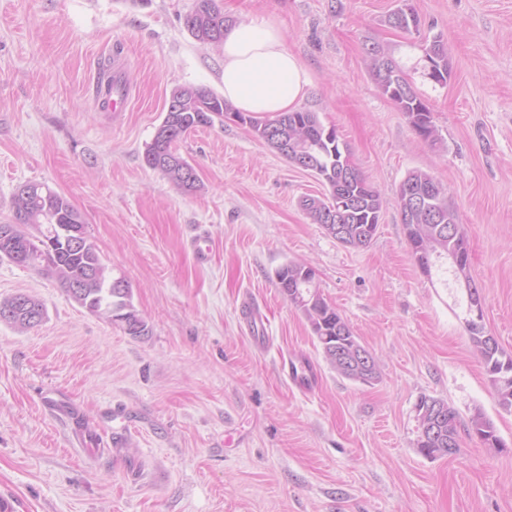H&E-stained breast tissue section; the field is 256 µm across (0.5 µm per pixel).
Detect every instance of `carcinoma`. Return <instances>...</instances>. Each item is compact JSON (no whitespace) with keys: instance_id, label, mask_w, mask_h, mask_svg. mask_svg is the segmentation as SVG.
Wrapping results in <instances>:
<instances>
[{"instance_id":"obj_1","label":"carcinoma","mask_w":512,"mask_h":512,"mask_svg":"<svg viewBox=\"0 0 512 512\" xmlns=\"http://www.w3.org/2000/svg\"><path fill=\"white\" fill-rule=\"evenodd\" d=\"M388 27L407 34H420L421 19L406 2L386 16ZM191 35L204 43L218 45L229 26L217 0H197L195 10L185 19ZM427 56L436 67L443 69V84L453 76L448 64V47L443 39L435 36L424 47ZM366 66L380 92L391 100L408 118L415 132L423 139L437 140V130L432 112L388 47L372 44L366 50ZM231 116L249 126L254 136L269 143L270 131H281L288 135V152L283 157L296 167L308 171L327 187L331 198H353L357 207L350 210L345 227L349 236L345 246L363 249L372 242L380 221L383 199L378 190L367 180L355 164H350L351 152L333 127H325L318 113L295 110L274 116L255 117L237 111L232 104L203 87L179 86L172 90L166 114L157 127L152 141L146 145L144 163L159 171L184 194L199 190L200 180L192 178L196 168L177 155L175 144L192 129L210 126L215 120ZM176 157L171 163L169 158ZM405 180L419 192L434 188L436 179L426 171L414 170ZM25 194L13 195L14 234L12 241L16 251L25 255L24 266L39 273L55 277L60 286L80 307L91 313L110 307L112 320L122 325L131 336H146L149 333L146 321L131 302V289L126 280L120 287H113L99 252L78 249L71 245L63 229L78 224L85 226L81 213L69 199L46 184L29 182ZM397 206L404 225L412 255L427 273L431 271L434 250L449 261L453 268L470 266L469 251L464 232L458 237L448 235V228L433 223L429 212L420 209L409 211L401 191H396ZM328 207L318 197L302 201V209L315 224H324L323 210ZM277 283L283 294L306 316L312 331L320 343L334 344L344 350L352 345L354 336L347 321L335 306L321 294L309 306L299 301L316 290L315 273L305 266L288 263L276 270ZM12 309L9 324L30 329L39 322L30 320L32 314L45 317L43 304L23 293L0 298V311ZM484 313H467L464 325L470 340L479 353L485 371L495 389L500 407L512 411V353L500 347L498 340L489 334L483 324ZM470 433L488 448L504 445L493 422L477 410L470 418ZM459 436L457 411L444 418L441 431L435 439H417V448L428 458H434L433 449L448 447V438Z\"/></svg>"}]
</instances>
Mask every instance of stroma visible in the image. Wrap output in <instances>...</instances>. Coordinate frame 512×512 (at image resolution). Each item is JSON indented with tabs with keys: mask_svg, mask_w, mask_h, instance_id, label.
Returning a JSON list of instances; mask_svg holds the SVG:
<instances>
[{
	"mask_svg": "<svg viewBox=\"0 0 512 512\" xmlns=\"http://www.w3.org/2000/svg\"><path fill=\"white\" fill-rule=\"evenodd\" d=\"M421 37L452 49L448 85L421 37L389 29L398 0H221L233 21H279L311 81L300 106L336 128L387 204L368 248L303 212L325 196L232 120L186 133V195L143 153L172 89L223 91L222 50L185 25L196 0H0V222L28 181L64 193L145 336L80 307L49 276L0 259V298L46 309L0 323V494L16 512H512V411L502 409L454 303L425 275L395 192L416 169L448 189L483 296L486 331L512 351V0H410ZM389 44L429 105L436 145L381 94L365 46ZM119 75L128 108L104 104ZM207 238L205 259L189 245ZM310 266L323 298L380 365L371 384L325 360L276 270ZM311 366L302 389L283 359ZM459 415L456 454L417 448L416 403ZM507 446L467 432L474 410ZM5 308L12 309L13 318L3 321L19 329L26 330L38 326L45 317V308L43 304L23 293L14 294L0 298V314ZM38 314V321H31L32 314Z\"/></svg>",
	"mask_w": 512,
	"mask_h": 512,
	"instance_id": "stroma-1",
	"label": "stroma"
}]
</instances>
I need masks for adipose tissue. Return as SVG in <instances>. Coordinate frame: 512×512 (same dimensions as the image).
Returning a JSON list of instances; mask_svg holds the SVG:
<instances>
[{
	"mask_svg": "<svg viewBox=\"0 0 512 512\" xmlns=\"http://www.w3.org/2000/svg\"><path fill=\"white\" fill-rule=\"evenodd\" d=\"M223 96L238 111L274 115L305 98L309 81L274 19L236 22L224 33Z\"/></svg>",
	"mask_w": 512,
	"mask_h": 512,
	"instance_id": "ef3b65f1",
	"label": "adipose tissue"
}]
</instances>
